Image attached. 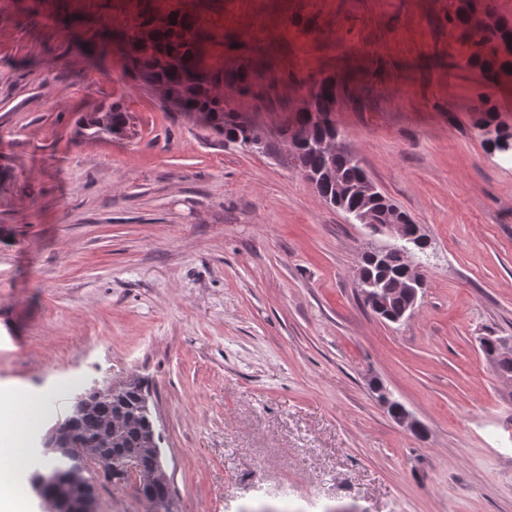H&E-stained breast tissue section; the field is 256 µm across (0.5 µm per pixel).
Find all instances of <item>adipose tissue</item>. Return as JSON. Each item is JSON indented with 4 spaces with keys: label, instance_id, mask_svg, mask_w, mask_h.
<instances>
[{
    "label": "adipose tissue",
    "instance_id": "obj_1",
    "mask_svg": "<svg viewBox=\"0 0 512 512\" xmlns=\"http://www.w3.org/2000/svg\"><path fill=\"white\" fill-rule=\"evenodd\" d=\"M38 399L8 391L0 394V471L17 475L24 465L19 452L29 427L39 420Z\"/></svg>",
    "mask_w": 512,
    "mask_h": 512
}]
</instances>
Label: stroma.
I'll list each match as a JSON object with an SVG mask.
<instances>
[{
  "label": "stroma",
  "mask_w": 512,
  "mask_h": 512,
  "mask_svg": "<svg viewBox=\"0 0 512 512\" xmlns=\"http://www.w3.org/2000/svg\"><path fill=\"white\" fill-rule=\"evenodd\" d=\"M449 4L0 0V391L44 403L28 467L77 391L137 375L178 512H512V385L478 342L512 336V158L473 125L512 83L465 67ZM172 11L227 66L354 87L345 148L432 241L410 320L359 297L380 237L101 39ZM113 104L134 135H88Z\"/></svg>",
  "instance_id": "1"
}]
</instances>
